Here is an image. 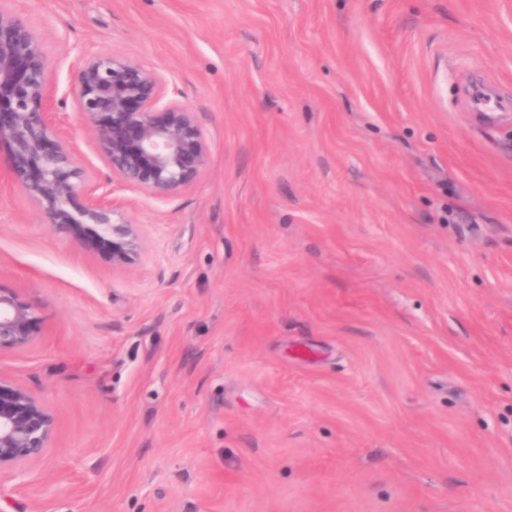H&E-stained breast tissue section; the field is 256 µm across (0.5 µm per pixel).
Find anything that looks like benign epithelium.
<instances>
[{
    "instance_id": "obj_1",
    "label": "benign epithelium",
    "mask_w": 512,
    "mask_h": 512,
    "mask_svg": "<svg viewBox=\"0 0 512 512\" xmlns=\"http://www.w3.org/2000/svg\"><path fill=\"white\" fill-rule=\"evenodd\" d=\"M50 65L44 43L0 6V144L10 147L9 176L60 233L109 248L112 265L132 268L143 249L139 225L124 221L81 165L70 140L49 121ZM160 74L104 53L77 66L67 92L112 172L127 186L165 199L205 168L209 144L193 113L165 99ZM39 317L0 282V354L31 345ZM56 421L21 384L0 375V472L40 461Z\"/></svg>"
}]
</instances>
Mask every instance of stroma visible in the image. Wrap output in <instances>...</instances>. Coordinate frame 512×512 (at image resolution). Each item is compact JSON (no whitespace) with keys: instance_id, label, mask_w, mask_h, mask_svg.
<instances>
[{"instance_id":"obj_1","label":"stroma","mask_w":512,"mask_h":512,"mask_svg":"<svg viewBox=\"0 0 512 512\" xmlns=\"http://www.w3.org/2000/svg\"><path fill=\"white\" fill-rule=\"evenodd\" d=\"M144 249L55 232L0 148V355L54 414L0 512H512V0H0ZM176 85L210 155L163 200L75 109L80 57ZM503 111L473 112V75ZM39 317L14 288L0 282V354L31 345Z\"/></svg>"}]
</instances>
